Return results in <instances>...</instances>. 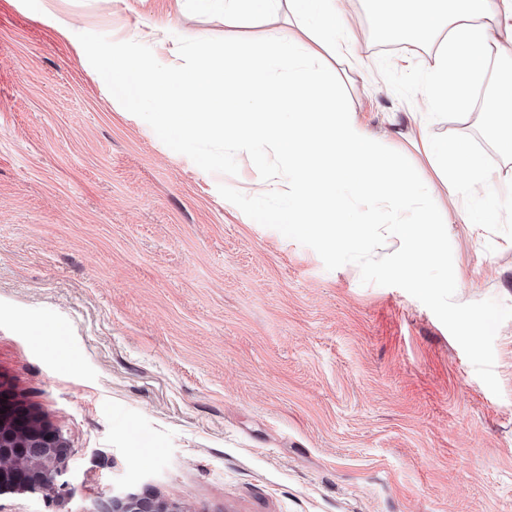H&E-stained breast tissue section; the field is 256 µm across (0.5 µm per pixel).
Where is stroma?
<instances>
[{"label": "stroma", "mask_w": 512, "mask_h": 512, "mask_svg": "<svg viewBox=\"0 0 512 512\" xmlns=\"http://www.w3.org/2000/svg\"><path fill=\"white\" fill-rule=\"evenodd\" d=\"M52 9L71 36L45 24ZM322 62L374 140L404 154L453 248L455 298L512 305V240L464 221L430 135L477 132L479 110L426 118L382 78L432 68L441 40L381 41L367 0ZM284 38L288 10L228 25L194 0H0V391L73 454L74 496L0 493V512H93L146 492L186 512H512V320L494 395L445 326L397 287L326 270L251 222L246 154L210 174L126 111L75 35Z\"/></svg>", "instance_id": "1"}]
</instances>
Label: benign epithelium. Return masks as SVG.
Returning a JSON list of instances; mask_svg holds the SVG:
<instances>
[{"label": "benign epithelium", "mask_w": 512, "mask_h": 512, "mask_svg": "<svg viewBox=\"0 0 512 512\" xmlns=\"http://www.w3.org/2000/svg\"><path fill=\"white\" fill-rule=\"evenodd\" d=\"M72 448L39 417L26 412L0 414V489L19 484L31 493L56 489L66 473ZM99 512H183L158 498L112 496Z\"/></svg>", "instance_id": "1"}]
</instances>
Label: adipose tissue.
<instances>
[{
	"instance_id": "obj_1",
	"label": "adipose tissue",
	"mask_w": 512,
	"mask_h": 512,
	"mask_svg": "<svg viewBox=\"0 0 512 512\" xmlns=\"http://www.w3.org/2000/svg\"><path fill=\"white\" fill-rule=\"evenodd\" d=\"M488 6L489 0H391L384 13L392 32L410 31L425 40L444 36L429 75L438 108L466 109L486 61L499 47L482 22Z\"/></svg>"
}]
</instances>
